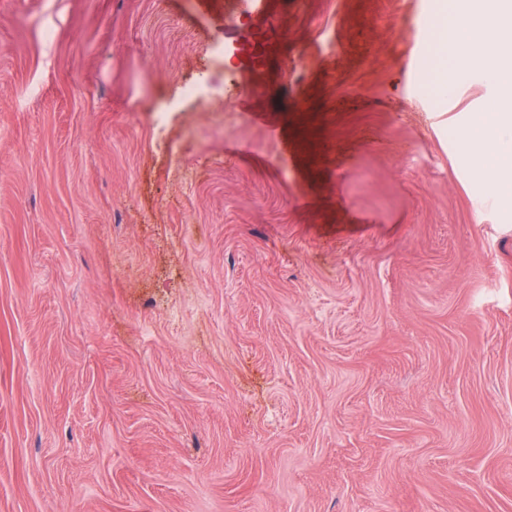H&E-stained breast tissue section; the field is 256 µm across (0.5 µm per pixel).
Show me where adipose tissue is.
<instances>
[{"label":"adipose tissue","mask_w":512,"mask_h":512,"mask_svg":"<svg viewBox=\"0 0 512 512\" xmlns=\"http://www.w3.org/2000/svg\"><path fill=\"white\" fill-rule=\"evenodd\" d=\"M486 0H437L448 65L483 73L500 94L465 128L462 150L473 172L512 199V0H495L496 28L484 22Z\"/></svg>","instance_id":"adipose-tissue-1"}]
</instances>
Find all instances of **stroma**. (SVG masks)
Returning <instances> with one entry per match:
<instances>
[{
  "label": "stroma",
  "instance_id": "35a3bbf8",
  "mask_svg": "<svg viewBox=\"0 0 512 512\" xmlns=\"http://www.w3.org/2000/svg\"><path fill=\"white\" fill-rule=\"evenodd\" d=\"M434 13L0 0V512H512L497 90Z\"/></svg>",
  "mask_w": 512,
  "mask_h": 512
}]
</instances>
